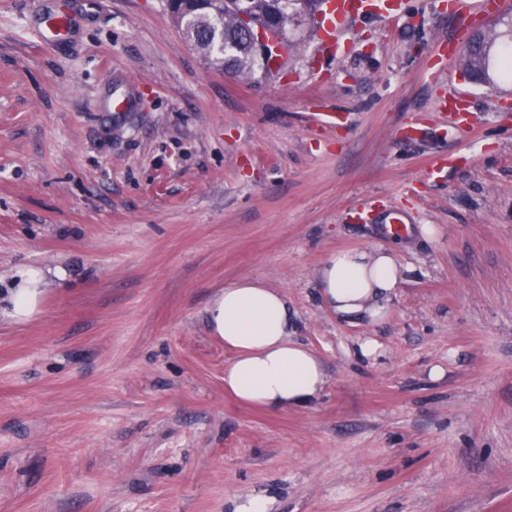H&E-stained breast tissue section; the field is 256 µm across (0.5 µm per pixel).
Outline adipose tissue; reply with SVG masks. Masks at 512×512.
Instances as JSON below:
<instances>
[{
    "label": "adipose tissue",
    "instance_id": "obj_1",
    "mask_svg": "<svg viewBox=\"0 0 512 512\" xmlns=\"http://www.w3.org/2000/svg\"><path fill=\"white\" fill-rule=\"evenodd\" d=\"M404 279L393 254L344 249L331 253L318 272L327 306L338 318L383 321ZM213 333L234 351L224 387L240 401L271 411L308 405L326 384L322 361L292 340L288 302L281 291L244 278L225 286L208 309Z\"/></svg>",
    "mask_w": 512,
    "mask_h": 512
}]
</instances>
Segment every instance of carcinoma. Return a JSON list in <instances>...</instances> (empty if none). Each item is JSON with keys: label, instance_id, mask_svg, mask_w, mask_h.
I'll list each match as a JSON object with an SVG mask.
<instances>
[{"label": "carcinoma", "instance_id": "cac0c4a2", "mask_svg": "<svg viewBox=\"0 0 512 512\" xmlns=\"http://www.w3.org/2000/svg\"><path fill=\"white\" fill-rule=\"evenodd\" d=\"M322 0H215L201 8L189 0L179 4L178 25L193 45L203 52L210 64L236 74L252 72L257 56L251 44L250 30L266 26L272 19L288 37V26L295 21L315 20ZM247 10L251 29L241 24L240 13ZM496 33H479L474 45L464 49V73L475 81L495 84L490 69L507 78L512 75V44L496 45Z\"/></svg>", "mask_w": 512, "mask_h": 512}]
</instances>
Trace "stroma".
Listing matches in <instances>:
<instances>
[{"mask_svg":"<svg viewBox=\"0 0 512 512\" xmlns=\"http://www.w3.org/2000/svg\"><path fill=\"white\" fill-rule=\"evenodd\" d=\"M71 2L80 27L47 47L50 0H0V512H512V81L471 85L467 129L441 109L445 47L495 17L403 0L332 56L320 24L289 28L278 72L238 77L166 0ZM367 200L409 233L351 220ZM342 248L408 267L384 321L325 306ZM56 267L16 313L21 272ZM242 278L282 291L322 358L311 404L225 391L207 308Z\"/></svg>","mask_w":512,"mask_h":512,"instance_id":"obj_1","label":"stroma"}]
</instances>
